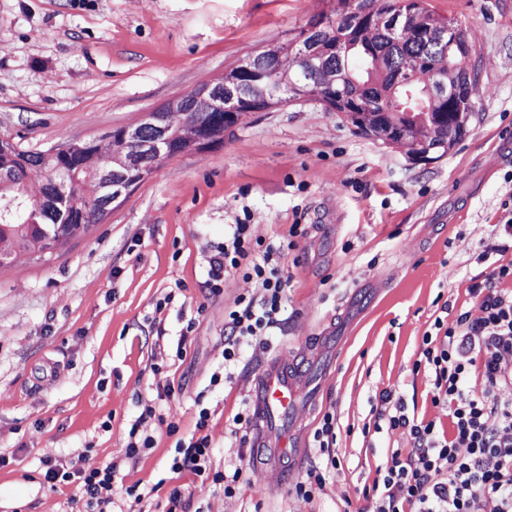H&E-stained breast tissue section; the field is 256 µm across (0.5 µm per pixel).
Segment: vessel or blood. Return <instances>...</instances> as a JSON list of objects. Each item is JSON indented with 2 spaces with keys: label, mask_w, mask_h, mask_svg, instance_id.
Returning a JSON list of instances; mask_svg holds the SVG:
<instances>
[{
  "label": "vessel or blood",
  "mask_w": 512,
  "mask_h": 512,
  "mask_svg": "<svg viewBox=\"0 0 512 512\" xmlns=\"http://www.w3.org/2000/svg\"><path fill=\"white\" fill-rule=\"evenodd\" d=\"M307 395L298 362L272 360L258 371L251 391L256 428L252 447L261 450L267 466L287 477L302 457L301 446L284 423Z\"/></svg>",
  "instance_id": "obj_1"
}]
</instances>
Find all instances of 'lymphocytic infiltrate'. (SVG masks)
<instances>
[{"instance_id": "f902f5d3", "label": "lymphocytic infiltrate", "mask_w": 512, "mask_h": 512, "mask_svg": "<svg viewBox=\"0 0 512 512\" xmlns=\"http://www.w3.org/2000/svg\"><path fill=\"white\" fill-rule=\"evenodd\" d=\"M498 229L500 240L492 247L497 259L491 270L470 278L468 301L452 320L435 318L411 368L412 374L428 375L431 403L445 406L448 419L441 422L409 413L403 397L389 391L381 394L377 421L391 431L407 430L409 445L387 453L372 485L361 490L365 506L360 512H512V260L505 258L512 253V213L501 218ZM306 234L305 225L291 224L287 242L277 244L254 235L251 225L234 224L223 242L205 255L208 294L221 293L232 275L254 284L253 293L238 296L224 312V365L211 376V385L231 381L245 342L268 336L282 325L290 279L281 259ZM204 398V392L196 393V422L187 434L177 422L156 418L154 409L145 407L130 425L125 456L138 461L154 446V436L142 425L157 419L174 440L170 473L212 481L231 498L243 468L211 469L210 413ZM314 438L321 456L292 487L296 496L308 500L341 465L333 450L334 413L323 414ZM42 470L51 486H74V512H113L118 493L139 497L161 490L167 493V512H190L191 503L179 485L166 489L158 482L148 486L138 480L115 491L117 466L111 462L68 469L46 459Z\"/></svg>"}]
</instances>
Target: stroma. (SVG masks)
<instances>
[{"mask_svg": "<svg viewBox=\"0 0 512 512\" xmlns=\"http://www.w3.org/2000/svg\"><path fill=\"white\" fill-rule=\"evenodd\" d=\"M455 17L473 47L478 93L468 134L443 157L409 159L402 147L354 133L343 116L301 100L247 115L212 149L164 160L105 221L49 263L21 254L0 267V512H69L70 489L51 490L43 458L65 466L111 461L129 481L168 476L171 442L154 421L152 449L125 458L126 431L145 405L183 430L206 390L212 470L239 462L228 419L263 361L288 359L309 339L335 338L308 376L316 404L300 407L302 459L319 453L315 430L336 414L341 468L304 500L277 472L249 463L235 497L186 478L203 512H357L399 429L367 439L372 407L392 390L427 418L425 375H413L423 333L443 305L464 306L478 257L512 204V0H429ZM328 0H0V137L32 148L86 140L131 126L150 111L216 81L248 55L291 38ZM308 233L287 251L292 277L284 322L243 350L231 384L210 387L222 366L224 310L251 291L228 277L203 290L202 259L230 224L263 238L290 224ZM345 319L336 311L362 282ZM164 310H157L158 302ZM187 353L176 358L183 328ZM182 382V398L158 389Z\"/></svg>", "mask_w": 512, "mask_h": 512, "instance_id": "35a3bbf8", "label": "stroma"}]
</instances>
